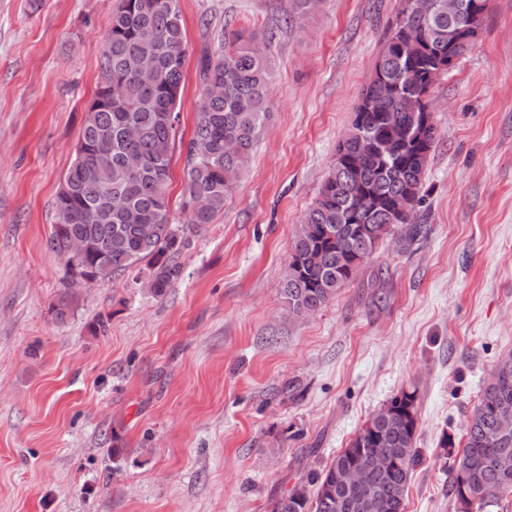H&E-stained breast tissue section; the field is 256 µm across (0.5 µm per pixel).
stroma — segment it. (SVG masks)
<instances>
[{
  "instance_id": "stroma-1",
  "label": "stroma",
  "mask_w": 512,
  "mask_h": 512,
  "mask_svg": "<svg viewBox=\"0 0 512 512\" xmlns=\"http://www.w3.org/2000/svg\"><path fill=\"white\" fill-rule=\"evenodd\" d=\"M116 5L0 0V512H272L412 386L422 461L405 512H456L439 442L512 355V0H487L478 40L430 92L427 237L384 243L300 320L280 294L289 243L399 0H319L290 23L286 0H180L167 197L181 276L162 297L128 272L79 288L59 324L64 261L47 240ZM227 27L273 34L271 108L223 213L196 227L180 205L198 62Z\"/></svg>"
}]
</instances>
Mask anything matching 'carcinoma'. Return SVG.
Instances as JSON below:
<instances>
[{
  "label": "carcinoma",
  "mask_w": 512,
  "mask_h": 512,
  "mask_svg": "<svg viewBox=\"0 0 512 512\" xmlns=\"http://www.w3.org/2000/svg\"><path fill=\"white\" fill-rule=\"evenodd\" d=\"M180 0H118L104 39L102 75L86 107L75 158L55 199L49 247L65 259V277L112 276L138 269L149 292L161 297L181 275L176 255L183 230L172 223L165 189L170 177L176 109L185 91L186 45ZM362 91L351 125L339 143L332 169L304 215L289 248L281 283L288 315L319 312L386 241L410 246L428 233L421 207L427 160L436 124L420 123L412 103L428 95L448 67L464 56L481 30L483 14L448 15V0H410L402 11ZM467 35L448 48V33ZM264 33L242 30L208 52L198 77L202 102L188 143L182 210L188 223H213L224 212L264 128L269 110V71ZM386 137L387 152L357 156V134ZM141 160L133 171L127 158ZM370 200L360 217L356 200ZM90 243L87 253L67 255L69 243ZM77 295L65 288L52 305L64 321ZM417 390H402L376 411L331 465L308 476L315 486L294 487L273 512H404L417 448ZM440 456L451 460L456 512H488L512 495V356L500 360L475 405L461 438L444 434ZM382 457L400 467L384 470ZM364 473L358 485L338 480L349 466Z\"/></svg>",
  "instance_id": "carcinoma-1"
}]
</instances>
